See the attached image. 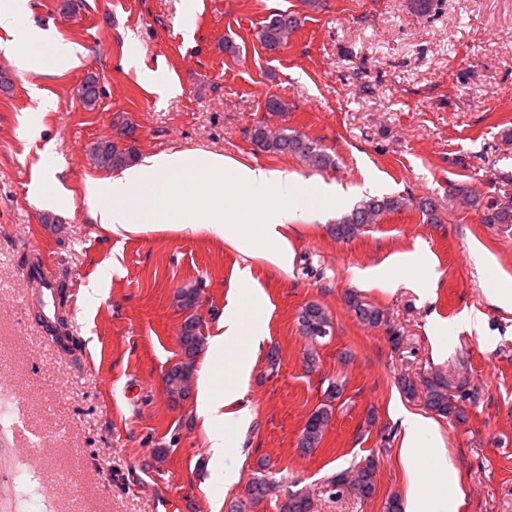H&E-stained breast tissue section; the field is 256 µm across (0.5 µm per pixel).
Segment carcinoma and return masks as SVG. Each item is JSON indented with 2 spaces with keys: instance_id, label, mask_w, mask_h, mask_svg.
<instances>
[{
  "instance_id": "cac0c4a2",
  "label": "carcinoma",
  "mask_w": 512,
  "mask_h": 512,
  "mask_svg": "<svg viewBox=\"0 0 512 512\" xmlns=\"http://www.w3.org/2000/svg\"><path fill=\"white\" fill-rule=\"evenodd\" d=\"M298 25L299 19L294 14L286 11L277 13L259 30V41L269 50L279 49L287 43L289 36ZM98 82L97 76L89 75L79 88L80 99L88 109L95 108L100 98ZM251 135L253 143L265 152L293 154L317 170L334 166V160L330 155L300 135L285 132L273 134L263 125L255 126ZM89 153L100 167L121 168L136 160L134 148H122L110 140L98 141L91 145ZM455 193L466 199L472 208L484 207L483 223L512 224V204L502 206L495 203L484 206L481 198L472 195L466 187L456 188ZM401 206V200L395 197L365 199L343 214L332 226L331 232L338 239L349 240L355 237L365 225L377 223L383 214L396 211ZM347 304L362 321L379 324L383 320L382 311L365 302L356 293L347 295ZM299 325L302 335L314 336L318 339L329 336L332 330V321L328 313L315 303L302 309ZM181 335L190 337L191 343L183 349L184 360L175 365L166 376L168 392L179 398L188 391L194 375V358L203 343L199 323L195 317L189 316L184 320ZM465 386L464 380L451 382L444 376L435 374L424 381L425 404L440 416L461 419L464 416V410L460 402L466 397ZM331 418L332 407L326 403L310 414L299 440V448L302 452L308 453L318 448ZM332 487L338 498L349 492L368 498L375 492V470L372 465L367 464L340 472L332 480ZM309 507L308 497L295 492L288 495L281 510L282 512H309Z\"/></svg>"
}]
</instances>
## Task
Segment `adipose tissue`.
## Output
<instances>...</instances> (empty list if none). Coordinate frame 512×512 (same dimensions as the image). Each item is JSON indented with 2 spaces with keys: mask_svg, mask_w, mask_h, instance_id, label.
<instances>
[{
  "mask_svg": "<svg viewBox=\"0 0 512 512\" xmlns=\"http://www.w3.org/2000/svg\"><path fill=\"white\" fill-rule=\"evenodd\" d=\"M27 13L28 0H0V29L22 34L20 40L1 42L0 52L11 56L22 71L48 61L57 70L77 65L79 48L49 40L47 32L27 23ZM228 186L254 194V222L271 262L283 271L291 263L283 227L338 201L335 186L319 184L306 191L288 171L240 164L209 152L147 157L106 181L89 185L87 191L99 202L93 219L113 233L174 224L236 245L242 239L243 221L237 205L226 201ZM262 339L259 320L234 309L225 315L224 332L211 339L205 357L207 375L199 388L198 406L217 475L227 483L233 480L224 468V456L232 449L224 431L227 409L242 400L246 389L239 380L251 367L249 352L257 351ZM221 369L234 373L237 383L216 387L212 375ZM395 414L402 419L400 456L408 476L404 512H450L460 478L437 441L434 421L401 407Z\"/></svg>",
  "mask_w": 512,
  "mask_h": 512,
  "instance_id": "ef3b65f1",
  "label": "adipose tissue"
}]
</instances>
